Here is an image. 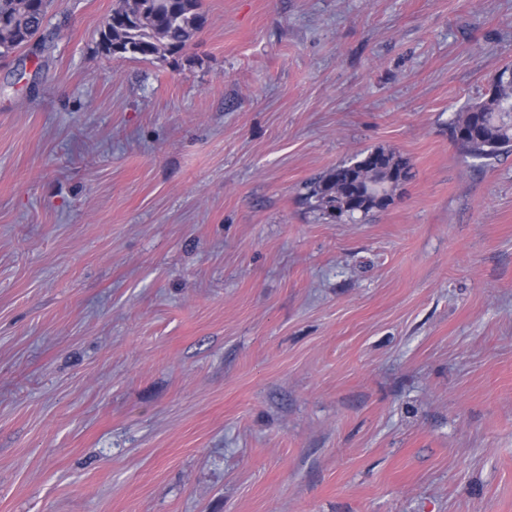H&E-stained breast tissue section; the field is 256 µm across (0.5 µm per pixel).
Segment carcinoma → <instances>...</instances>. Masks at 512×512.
<instances>
[{"instance_id":"cac0c4a2","label":"carcinoma","mask_w":512,"mask_h":512,"mask_svg":"<svg viewBox=\"0 0 512 512\" xmlns=\"http://www.w3.org/2000/svg\"><path fill=\"white\" fill-rule=\"evenodd\" d=\"M51 0H0V59L27 46L42 29ZM201 0H118L102 46L111 55L153 59L183 51L202 29ZM466 136L467 156L493 159L512 152V83L493 85L486 97L462 110L450 135ZM412 178L411 165L397 152L375 148L316 178L305 200L334 219L364 216L392 204L395 192Z\"/></svg>"}]
</instances>
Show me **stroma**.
<instances>
[{"instance_id":"1","label":"stroma","mask_w":512,"mask_h":512,"mask_svg":"<svg viewBox=\"0 0 512 512\" xmlns=\"http://www.w3.org/2000/svg\"><path fill=\"white\" fill-rule=\"evenodd\" d=\"M116 2L0 60V512H512V153L449 132L512 0H203L162 60ZM377 147L388 208L306 203Z\"/></svg>"}]
</instances>
